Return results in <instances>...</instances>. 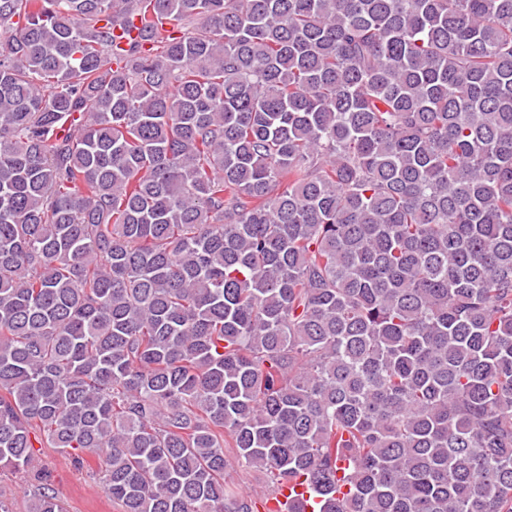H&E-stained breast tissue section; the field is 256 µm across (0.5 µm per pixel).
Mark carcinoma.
Returning <instances> with one entry per match:
<instances>
[{"label": "carcinoma", "instance_id": "carcinoma-1", "mask_svg": "<svg viewBox=\"0 0 512 512\" xmlns=\"http://www.w3.org/2000/svg\"><path fill=\"white\" fill-rule=\"evenodd\" d=\"M0 478L122 512H512V0H0ZM84 457V464L75 466L67 456L52 448H45L42 456L43 469L62 493L67 512H119L121 508L101 489L97 456ZM226 481L239 492L257 498L258 512H268L260 508V503L267 495H271L267 487L266 477L259 472H246L235 467L224 475Z\"/></svg>", "mask_w": 512, "mask_h": 512}]
</instances>
